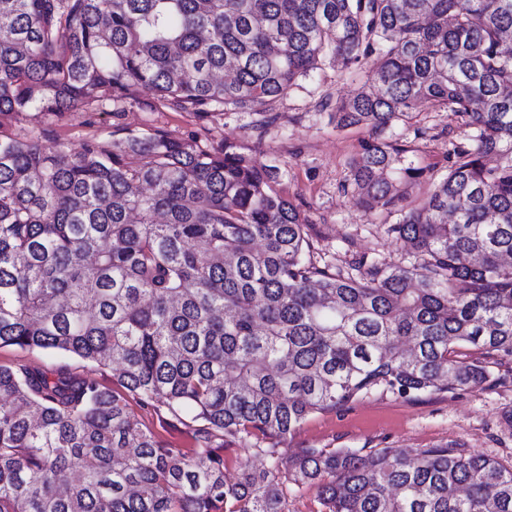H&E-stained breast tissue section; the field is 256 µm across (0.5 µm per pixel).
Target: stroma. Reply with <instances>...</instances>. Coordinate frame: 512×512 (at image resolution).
<instances>
[{
	"label": "stroma",
	"instance_id": "1",
	"mask_svg": "<svg viewBox=\"0 0 512 512\" xmlns=\"http://www.w3.org/2000/svg\"><path fill=\"white\" fill-rule=\"evenodd\" d=\"M336 66L327 64L299 78L288 94L273 104L276 120L262 125L254 112H215L201 118L158 102L140 91L120 103L96 102L75 112H20L6 125L8 134L38 138L45 148L80 151L88 140L103 148L131 135L162 134L196 142L220 152L225 141L240 145L261 165L274 167V190L298 205L308 219L310 258L317 266L350 272L355 259L367 257L392 269L419 261L413 249L396 241L387 229L398 221L396 210L370 209L356 202L348 162L369 137L368 129H336L320 101L336 104L357 88ZM472 130L464 118L419 106L414 119L386 131L387 139L406 148L407 157L425 175L404 188V207L418 204L443 178L453 162L452 149L471 147ZM467 359H483L495 386L462 395L435 394L406 398L374 393L339 413L311 414L289 435L285 447L351 448L369 453L381 448L413 452L420 448L456 447L512 466V428L502 416L512 410V359L485 358L465 348ZM25 364L51 373H72L113 389L109 367L77 358L52 356L14 346L0 347V365ZM140 427L152 430L165 444L191 450L196 442L187 423L166 412L131 404Z\"/></svg>",
	"mask_w": 512,
	"mask_h": 512
}]
</instances>
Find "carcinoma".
<instances>
[{"instance_id":"carcinoma-1","label":"carcinoma","mask_w":512,"mask_h":512,"mask_svg":"<svg viewBox=\"0 0 512 512\" xmlns=\"http://www.w3.org/2000/svg\"><path fill=\"white\" fill-rule=\"evenodd\" d=\"M512 0H0V124L138 90L208 116L270 111L326 61L369 88L336 127L369 208L424 170L381 134L420 105L474 146L388 232L419 266L360 277L307 258L308 223L235 143L163 135L75 154L0 134V347L102 364L123 391L0 365V512H512V468L480 454L252 449L225 479L215 437L285 439L374 392L490 384L471 346L512 356ZM504 162L489 167L484 158ZM196 432L192 454L138 427L128 397ZM321 508V505L315 499L313 490L288 484L286 512H316Z\"/></svg>"}]
</instances>
